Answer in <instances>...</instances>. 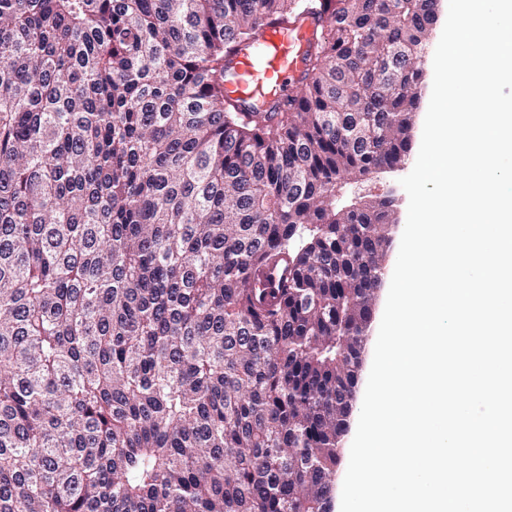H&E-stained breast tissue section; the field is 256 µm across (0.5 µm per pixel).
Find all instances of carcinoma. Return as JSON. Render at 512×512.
Segmentation results:
<instances>
[{"label":"carcinoma","mask_w":512,"mask_h":512,"mask_svg":"<svg viewBox=\"0 0 512 512\" xmlns=\"http://www.w3.org/2000/svg\"><path fill=\"white\" fill-rule=\"evenodd\" d=\"M438 0H0V512H329ZM328 17L277 112L224 96Z\"/></svg>","instance_id":"obj_1"}]
</instances>
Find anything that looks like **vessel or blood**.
I'll use <instances>...</instances> for the list:
<instances>
[{
    "label": "vessel or blood",
    "mask_w": 512,
    "mask_h": 512,
    "mask_svg": "<svg viewBox=\"0 0 512 512\" xmlns=\"http://www.w3.org/2000/svg\"><path fill=\"white\" fill-rule=\"evenodd\" d=\"M326 27V22L308 17L290 24H266L235 57L224 82L227 96L242 103H286L307 82V56Z\"/></svg>",
    "instance_id": "1"
}]
</instances>
